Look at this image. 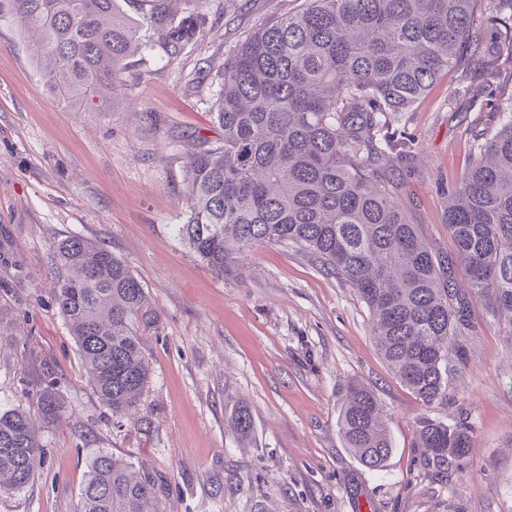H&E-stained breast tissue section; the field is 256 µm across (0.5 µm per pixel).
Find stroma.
<instances>
[{
  "mask_svg": "<svg viewBox=\"0 0 512 512\" xmlns=\"http://www.w3.org/2000/svg\"><path fill=\"white\" fill-rule=\"evenodd\" d=\"M304 0H206L203 34L168 47L148 0H118L145 48L127 61L104 112H76L44 86L30 38L0 25V413L25 411L45 451L34 483L0 512H76L98 452L166 477L162 512H512V342L485 302L448 360V396L426 405L377 354L365 303L344 279L291 247L245 252L220 276L175 233L185 218V155L219 136L213 104L224 61ZM437 81L395 125L418 144L399 199L440 255L453 252L446 194L492 109L449 103ZM80 236L123 260L143 286L151 377L138 406L112 416L90 384L54 300L52 245ZM351 382L379 399L393 442L386 467H362L338 425ZM55 384L65 412L32 396ZM247 408L253 431L230 425ZM427 417L464 422L469 453L446 477L416 446ZM38 408L48 422H57L63 414V405L58 395L50 388H45L36 394Z\"/></svg>",
  "mask_w": 512,
  "mask_h": 512,
  "instance_id": "obj_1",
  "label": "stroma"
}]
</instances>
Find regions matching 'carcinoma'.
<instances>
[{"label":"carcinoma","instance_id":"cac0c4a2","mask_svg":"<svg viewBox=\"0 0 512 512\" xmlns=\"http://www.w3.org/2000/svg\"><path fill=\"white\" fill-rule=\"evenodd\" d=\"M150 22L178 48L201 33L199 15L149 0ZM39 39L34 62L63 104L99 112L128 58L137 27L117 0H0V24ZM512 61V0H306L247 38L224 61L212 118L222 137L188 152L186 213L178 237L218 275L261 244L293 245L356 288L381 358L424 404L448 395V355L476 328L473 300L489 302L512 339V118L471 133V159L448 186L454 252L437 254L398 197V165L415 156L393 127L444 75L448 102L475 107L469 80L487 87ZM55 301L85 373L115 416L135 408L150 362L141 331L151 323L145 291L121 259L80 236L53 247ZM45 420L63 414L50 388L36 394ZM233 427L252 431L245 409ZM344 443L366 468L393 449L375 393L352 383L339 409ZM463 423L419 420L417 446L447 471L470 446ZM45 462L26 415L0 414V495L24 490ZM165 480L108 453L91 458L78 512H145Z\"/></svg>","mask_w":512,"mask_h":512}]
</instances>
